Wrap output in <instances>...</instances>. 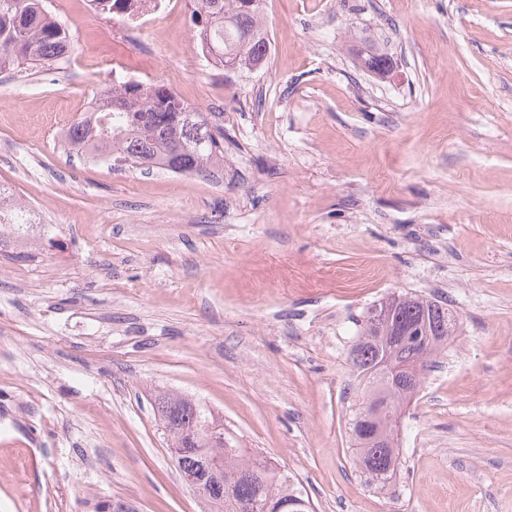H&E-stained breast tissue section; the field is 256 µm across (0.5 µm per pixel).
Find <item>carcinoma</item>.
Listing matches in <instances>:
<instances>
[{
	"label": "carcinoma",
	"mask_w": 512,
	"mask_h": 512,
	"mask_svg": "<svg viewBox=\"0 0 512 512\" xmlns=\"http://www.w3.org/2000/svg\"><path fill=\"white\" fill-rule=\"evenodd\" d=\"M104 13L125 11L131 0H91ZM192 23L198 43L216 67L229 62L262 64L269 51L261 0H194ZM69 31L47 10L45 0H0V69L52 66L72 51ZM109 108L67 130V141L93 142L111 149L114 163L150 169L158 164L175 174L203 173L224 161V128L210 126L158 84L118 82L104 93ZM456 316L449 308L409 293L394 295L370 308L360 321L350 349L360 379L362 400L354 406L350 430L355 463L367 481L382 489L399 466L394 436L404 400L423 381L431 357L448 344ZM154 405L179 465L198 469L206 459H224V493L203 488L221 500L223 512H256L253 504L288 503V512H312L309 497L265 456L242 448L238 437L214 438L209 428L222 419L198 401L163 392Z\"/></svg>",
	"instance_id": "carcinoma-1"
}]
</instances>
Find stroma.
Instances as JSON below:
<instances>
[{
	"label": "stroma",
	"instance_id": "1",
	"mask_svg": "<svg viewBox=\"0 0 512 512\" xmlns=\"http://www.w3.org/2000/svg\"><path fill=\"white\" fill-rule=\"evenodd\" d=\"M130 42L47 0L60 64L0 70V185L42 221L0 237V512H205L154 397L199 400L314 512H512V0H263L269 54L197 53L193 0ZM359 34L394 62L354 61ZM224 129L217 174L64 150L114 78ZM457 316L378 489L354 463L348 352L372 305Z\"/></svg>",
	"mask_w": 512,
	"mask_h": 512
}]
</instances>
